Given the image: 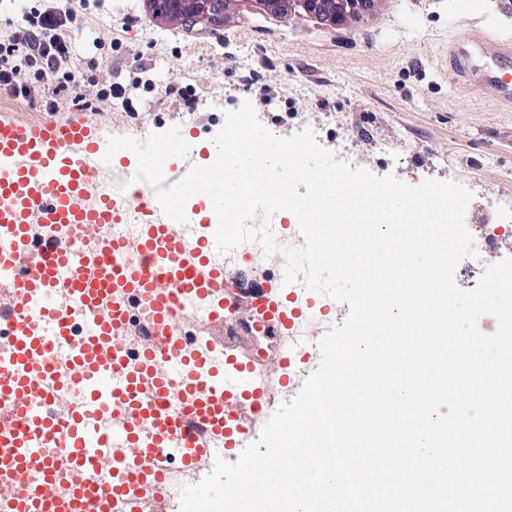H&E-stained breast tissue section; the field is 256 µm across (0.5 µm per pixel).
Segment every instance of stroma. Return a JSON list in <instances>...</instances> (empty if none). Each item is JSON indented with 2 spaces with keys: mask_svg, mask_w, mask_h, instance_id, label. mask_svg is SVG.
<instances>
[{
  "mask_svg": "<svg viewBox=\"0 0 512 512\" xmlns=\"http://www.w3.org/2000/svg\"><path fill=\"white\" fill-rule=\"evenodd\" d=\"M489 24L512 36L504 0H380L333 27L246 12L191 29L153 18L145 0H86L74 43L93 79L77 96L102 136L177 125L202 144L247 101L266 128L319 126L323 148H353L374 175L458 182L472 193L466 219L491 222L512 199V103L448 76L449 42L479 40ZM112 85L125 98L102 99ZM74 98L50 113L0 90V113L62 121Z\"/></svg>",
  "mask_w": 512,
  "mask_h": 512,
  "instance_id": "1",
  "label": "stroma"
}]
</instances>
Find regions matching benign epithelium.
<instances>
[{
	"mask_svg": "<svg viewBox=\"0 0 512 512\" xmlns=\"http://www.w3.org/2000/svg\"><path fill=\"white\" fill-rule=\"evenodd\" d=\"M377 0H175L173 19L188 16L199 22L224 23L246 6L276 16L306 15L322 25L336 26L370 12Z\"/></svg>",
	"mask_w": 512,
	"mask_h": 512,
	"instance_id": "benign-epithelium-1",
	"label": "benign epithelium"
}]
</instances>
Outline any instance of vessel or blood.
<instances>
[{
  "instance_id": "b4317fda",
  "label": "vessel or blood",
  "mask_w": 512,
  "mask_h": 512,
  "mask_svg": "<svg viewBox=\"0 0 512 512\" xmlns=\"http://www.w3.org/2000/svg\"><path fill=\"white\" fill-rule=\"evenodd\" d=\"M512 59V37L489 34L460 41L448 50V73L476 90L512 102V79L497 74ZM103 138L88 119L24 122L0 114V273L13 294L0 302V401L9 416L0 420V487L9 486L8 512H145L146 489L163 493L159 456H173L194 469L211 455L209 440L236 447L246 418L269 420L265 389L248 366L225 371L209 351L190 348L175 331L177 316L191 300H205L216 321L224 319L223 268L209 267L212 241L179 240L169 222L155 220L161 206L154 190L136 196L145 229L120 250L110 243L63 246L55 229L64 225L92 232L128 216L108 194L90 199L104 158ZM50 229L35 248L30 227ZM147 308L160 342L141 347L135 358L114 343L124 325V301ZM253 300L281 336L292 314L276 285L254 291ZM71 342L75 376L66 379L50 360L60 340ZM176 365L162 372L163 354ZM73 383L68 410L50 413L31 403L48 384ZM180 401L206 429L197 436L171 408ZM112 419L116 431L102 428ZM111 467L112 482L98 495L86 484L89 471ZM72 475L59 489L56 474Z\"/></svg>"
}]
</instances>
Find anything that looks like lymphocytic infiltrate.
I'll list each match as a JSON object with an SVG mask.
<instances>
[{
  "instance_id": "lymphocytic-infiltrate-1",
  "label": "lymphocytic infiltrate",
  "mask_w": 512,
  "mask_h": 512,
  "mask_svg": "<svg viewBox=\"0 0 512 512\" xmlns=\"http://www.w3.org/2000/svg\"><path fill=\"white\" fill-rule=\"evenodd\" d=\"M76 17L72 0H48L25 12V30L0 40V89L26 102L45 96L51 112L57 95L88 81L86 69L71 62Z\"/></svg>"
}]
</instances>
